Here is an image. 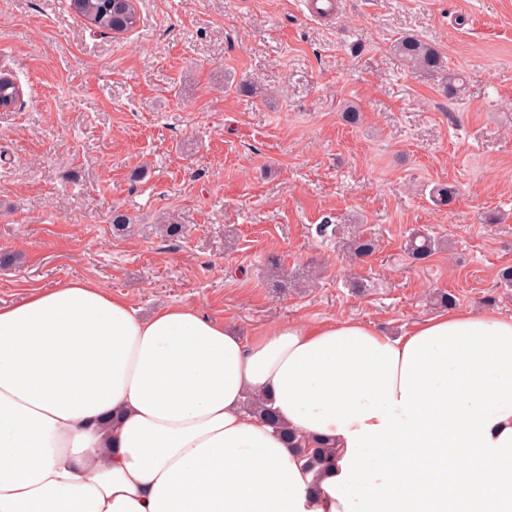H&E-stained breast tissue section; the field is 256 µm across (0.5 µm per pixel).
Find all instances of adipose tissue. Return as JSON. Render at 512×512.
<instances>
[{"label": "adipose tissue", "instance_id": "ef3b65f1", "mask_svg": "<svg viewBox=\"0 0 512 512\" xmlns=\"http://www.w3.org/2000/svg\"><path fill=\"white\" fill-rule=\"evenodd\" d=\"M250 394L281 429L245 413ZM286 429L335 462L313 474ZM502 472L512 316L245 337L189 305L141 317L83 280L0 306V512H512Z\"/></svg>", "mask_w": 512, "mask_h": 512}]
</instances>
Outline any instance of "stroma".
I'll use <instances>...</instances> for the list:
<instances>
[{
    "mask_svg": "<svg viewBox=\"0 0 512 512\" xmlns=\"http://www.w3.org/2000/svg\"><path fill=\"white\" fill-rule=\"evenodd\" d=\"M316 2L139 0L113 35L65 0H0V66L24 100L0 111V306L82 279L245 336L329 319L398 335L440 314L437 289L512 315V0ZM403 35L463 94L409 71ZM438 183L456 189L442 207ZM165 213L180 237L153 231ZM415 229L450 248L412 262ZM357 235L378 248L354 262ZM393 47L401 61L413 73L434 75L445 68L444 60L436 49L416 36H401Z\"/></svg>",
    "mask_w": 512,
    "mask_h": 512,
    "instance_id": "35a3bbf8",
    "label": "stroma"
}]
</instances>
